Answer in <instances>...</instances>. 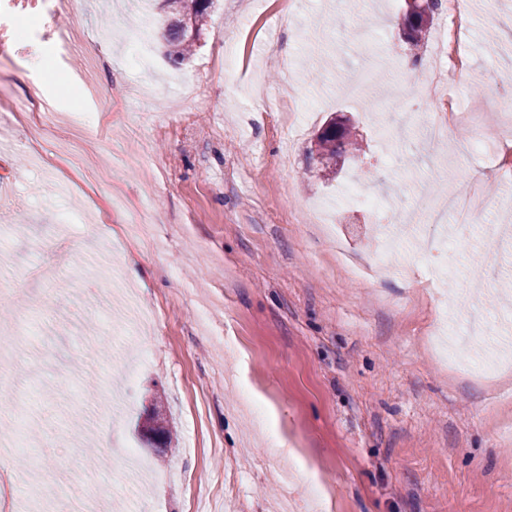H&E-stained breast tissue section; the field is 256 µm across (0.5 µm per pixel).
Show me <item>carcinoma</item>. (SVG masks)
Returning a JSON list of instances; mask_svg holds the SVG:
<instances>
[{"mask_svg": "<svg viewBox=\"0 0 512 512\" xmlns=\"http://www.w3.org/2000/svg\"><path fill=\"white\" fill-rule=\"evenodd\" d=\"M212 5L213 0H164L163 7L170 10L173 20L167 25L162 37L167 42L168 55L173 63H181L190 53V47L199 39ZM439 8L440 0H419V3L413 6L411 18L414 22L410 24L408 44L410 56L416 62L419 61L424 49L420 33L430 29ZM350 138L349 127L345 126L339 131L331 127L316 135L309 153L325 161L334 160L341 156V150L345 148ZM142 429L159 437L160 445L172 444L173 432L166 424L160 409H154L153 414L142 424Z\"/></svg>", "mask_w": 512, "mask_h": 512, "instance_id": "cac0c4a2", "label": "carcinoma"}]
</instances>
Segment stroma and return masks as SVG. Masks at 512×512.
I'll use <instances>...</instances> for the list:
<instances>
[{
	"label": "stroma",
	"mask_w": 512,
	"mask_h": 512,
	"mask_svg": "<svg viewBox=\"0 0 512 512\" xmlns=\"http://www.w3.org/2000/svg\"><path fill=\"white\" fill-rule=\"evenodd\" d=\"M471 2L478 83L456 93L475 122L437 143L388 0H214L178 67L154 35L169 16L147 0L150 70L112 8L85 0L58 21L70 49L39 51L64 73L20 60L12 88L39 83L53 125L32 141L0 112V441L17 446L0 512H278L285 495L296 512H512V246H486L496 213L432 217L484 167L453 143L512 138L493 108L512 99V0ZM91 54L106 62L92 95ZM287 84L312 120L285 168L288 125L266 102ZM80 110L111 186L65 161ZM336 115L359 150L330 179L307 151ZM354 178L386 224L342 193ZM336 239L366 275L343 269ZM48 263L62 274L46 308ZM116 272L154 320L108 338ZM157 400L175 447L138 434ZM272 425L288 455L265 442Z\"/></svg>",
	"instance_id": "1"
}]
</instances>
